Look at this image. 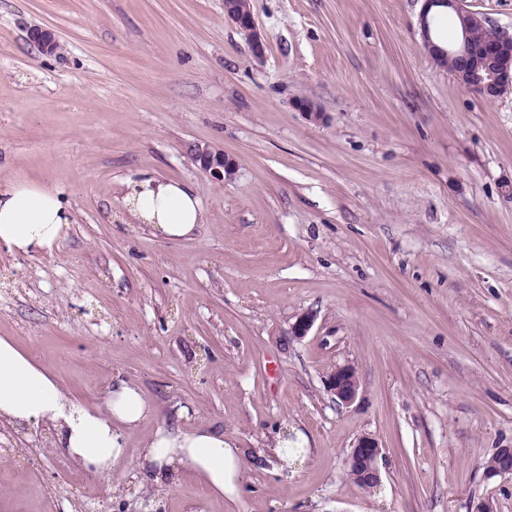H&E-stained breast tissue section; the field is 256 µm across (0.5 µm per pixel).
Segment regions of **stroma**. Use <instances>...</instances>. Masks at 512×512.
<instances>
[{"label": "stroma", "mask_w": 512, "mask_h": 512, "mask_svg": "<svg viewBox=\"0 0 512 512\" xmlns=\"http://www.w3.org/2000/svg\"><path fill=\"white\" fill-rule=\"evenodd\" d=\"M250 3L259 62L224 0H0V187L59 186L73 211L53 252L0 246V337L79 403L103 406L118 376L159 408L106 478L49 430L1 425L0 496L12 512H512V473L486 469L512 448V93L465 90L424 53L422 0ZM197 145L232 178L201 172ZM145 174L191 186L193 238L130 223L124 183ZM344 364L348 406L326 385ZM162 425L246 449L237 497L133 478ZM282 430L311 450L290 478L258 455ZM363 435L382 447L371 491L347 467ZM29 37L42 55H56L61 50L56 34L49 28L35 27L30 31ZM194 160L199 169L216 178L226 180L235 172V164L224 156V153L214 151L209 147H198L194 152ZM330 392L342 405L351 404L357 397L359 382L355 369L350 365L335 368L328 378Z\"/></svg>", "instance_id": "obj_1"}]
</instances>
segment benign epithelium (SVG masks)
Segmentation results:
<instances>
[{
	"label": "benign epithelium",
	"instance_id": "1",
	"mask_svg": "<svg viewBox=\"0 0 512 512\" xmlns=\"http://www.w3.org/2000/svg\"><path fill=\"white\" fill-rule=\"evenodd\" d=\"M440 11L456 14L467 27L456 54V68L451 70L457 82L489 100L498 98L503 91L512 88V38L502 36L480 46L474 45L470 40V30L484 24V18L477 12L464 9L461 0H424L419 26L425 52L436 62L448 57V50L435 44L430 37V14ZM224 15L245 35L252 57L257 61L262 60L265 41L253 13L238 12L230 0H224ZM29 37L43 55H56L61 50L56 34L49 28L35 27ZM194 160L203 173L216 178L224 179L235 172L234 162L224 153L208 147L195 149ZM328 387L339 403L351 404L359 391L355 369L350 365L336 367L328 378ZM381 451L379 442L370 436L360 437L353 446L347 466L356 472L364 489L377 487L381 483L378 467Z\"/></svg>",
	"mask_w": 512,
	"mask_h": 512
}]
</instances>
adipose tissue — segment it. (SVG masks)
Segmentation results:
<instances>
[{"instance_id": "1", "label": "adipose tissue", "mask_w": 512, "mask_h": 512, "mask_svg": "<svg viewBox=\"0 0 512 512\" xmlns=\"http://www.w3.org/2000/svg\"><path fill=\"white\" fill-rule=\"evenodd\" d=\"M124 202L130 218L167 241L190 237L202 221L198 198L183 182L130 180ZM72 222L63 189L18 181L0 188V244L23 253L52 251ZM156 407L132 383L114 379L101 408L77 403L56 377L9 339L0 337V424L27 432L49 428L54 448L74 464L102 477L125 461V431L152 418ZM245 452L223 430L157 428L132 464L133 476L159 488L192 474L209 497H234Z\"/></svg>"}]
</instances>
